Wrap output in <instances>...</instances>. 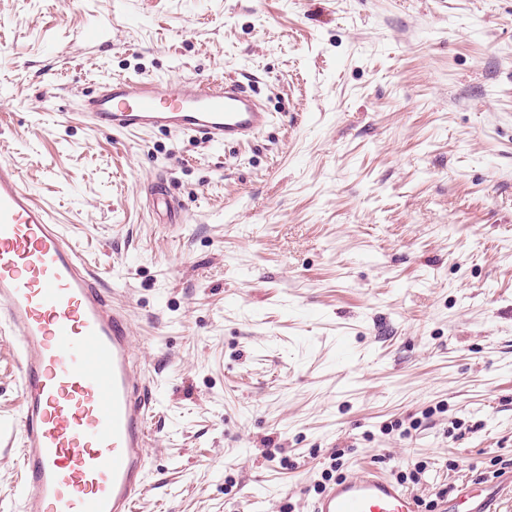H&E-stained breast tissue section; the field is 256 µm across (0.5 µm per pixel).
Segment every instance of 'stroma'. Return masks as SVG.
<instances>
[{
	"label": "stroma",
	"instance_id": "obj_1",
	"mask_svg": "<svg viewBox=\"0 0 512 512\" xmlns=\"http://www.w3.org/2000/svg\"><path fill=\"white\" fill-rule=\"evenodd\" d=\"M251 84L216 149L81 117L108 78ZM131 307L135 512H309L373 467L419 512L512 461V0H0V161ZM0 334V512L20 386Z\"/></svg>",
	"mask_w": 512,
	"mask_h": 512
}]
</instances>
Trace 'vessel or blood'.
I'll use <instances>...</instances> for the list:
<instances>
[{
    "mask_svg": "<svg viewBox=\"0 0 512 512\" xmlns=\"http://www.w3.org/2000/svg\"><path fill=\"white\" fill-rule=\"evenodd\" d=\"M94 126L254 138L271 115L242 83L115 78L84 102ZM0 324L17 338L21 512H133L152 414L126 310L0 162ZM398 481L365 467L324 487L311 512H417Z\"/></svg>",
    "mask_w": 512,
    "mask_h": 512,
    "instance_id": "vessel-or-blood-1",
    "label": "vessel or blood"
}]
</instances>
